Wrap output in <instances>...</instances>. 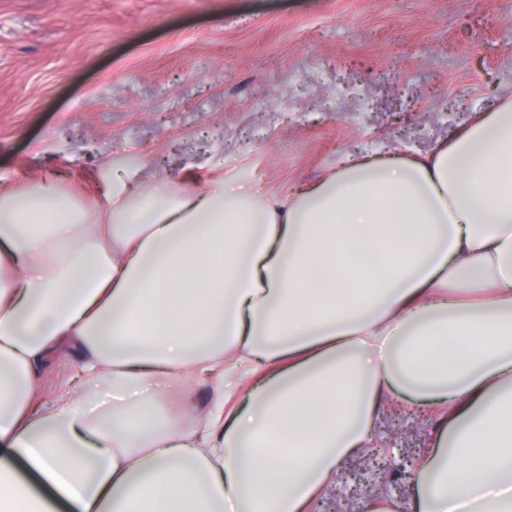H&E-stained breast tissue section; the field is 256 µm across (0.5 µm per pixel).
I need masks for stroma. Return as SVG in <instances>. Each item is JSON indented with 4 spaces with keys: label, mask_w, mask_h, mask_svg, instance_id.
<instances>
[{
    "label": "stroma",
    "mask_w": 512,
    "mask_h": 512,
    "mask_svg": "<svg viewBox=\"0 0 512 512\" xmlns=\"http://www.w3.org/2000/svg\"><path fill=\"white\" fill-rule=\"evenodd\" d=\"M507 99L498 0H0V185L54 174L87 203L113 164L200 189L219 160L283 197L343 153H428ZM436 420L388 402L395 469L349 458L314 512L407 501Z\"/></svg>",
    "instance_id": "stroma-1"
}]
</instances>
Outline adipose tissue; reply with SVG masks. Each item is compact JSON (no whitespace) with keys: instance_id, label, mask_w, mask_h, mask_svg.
I'll return each mask as SVG.
<instances>
[{"instance_id":"ef3b65f1","label":"adipose tissue","mask_w":512,"mask_h":512,"mask_svg":"<svg viewBox=\"0 0 512 512\" xmlns=\"http://www.w3.org/2000/svg\"><path fill=\"white\" fill-rule=\"evenodd\" d=\"M393 396L442 411L407 512H512V100L284 199L0 188V512H310ZM78 357L71 349H62L51 360L43 372V383L47 394H52L61 388L73 374Z\"/></svg>"}]
</instances>
